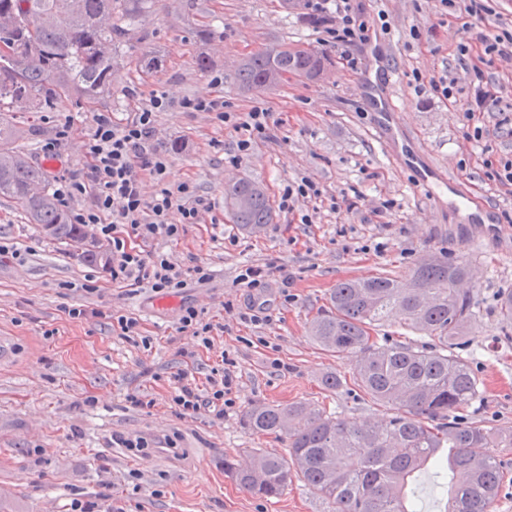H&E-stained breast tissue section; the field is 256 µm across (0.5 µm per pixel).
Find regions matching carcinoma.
I'll return each mask as SVG.
<instances>
[{"instance_id": "obj_1", "label": "carcinoma", "mask_w": 512, "mask_h": 512, "mask_svg": "<svg viewBox=\"0 0 512 512\" xmlns=\"http://www.w3.org/2000/svg\"><path fill=\"white\" fill-rule=\"evenodd\" d=\"M152 0H0V109L49 112L69 99L97 101L112 86V53L130 41ZM324 64L316 52L273 56L264 49L235 72L247 88L265 89L271 75L289 70L307 80ZM18 131L0 122V197L11 199L50 237L97 263L83 247L79 224L47 186L45 169L25 160ZM241 205L224 192L233 223L255 231L272 223L266 191L242 181ZM467 268L437 257L416 262L406 280L380 275L346 280L330 293L328 308L312 320L310 333L332 353L359 354L354 385L397 413L357 425L302 402L255 404L243 415L250 430L278 433L288 455L253 450L243 459L224 457V472L251 494L282 495L295 477L334 505L332 512H416L408 486L427 467L448 470L452 492L446 512H492L503 470L493 455L471 449L511 448L512 428L491 430L464 422L457 411L477 397V379L467 361L448 352L464 343L473 317L470 293L461 288ZM398 312L413 330L436 344L381 345L373 326ZM448 453H443V449Z\"/></svg>"}]
</instances>
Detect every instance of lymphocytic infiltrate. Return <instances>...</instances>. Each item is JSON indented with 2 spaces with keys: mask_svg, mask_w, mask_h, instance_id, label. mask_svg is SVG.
Returning a JSON list of instances; mask_svg holds the SVG:
<instances>
[{
  "mask_svg": "<svg viewBox=\"0 0 512 512\" xmlns=\"http://www.w3.org/2000/svg\"><path fill=\"white\" fill-rule=\"evenodd\" d=\"M327 0H306L313 17L325 23L332 43L345 48L363 39L364 26L353 15L351 0H336L335 9H327ZM166 106L163 91H153L146 101L125 119L108 112L94 115V131L86 143L88 160L85 178L59 179L55 194L61 205H69L77 196L89 193L93 208L74 213L77 224H95L99 232L112 241V279L130 286H146L155 292L169 291L184 284L183 270L163 253L142 255L126 245L134 237L150 241L159 237L177 238L182 225L200 223L211 210L210 201L199 195L195 185L167 181L168 156L154 138L156 114ZM192 112L214 114L222 124L242 131L237 142L239 155H247L252 143L270 136L271 112L253 107L247 112H229L223 98H198L185 101ZM157 185L153 196H145L144 176ZM179 212V223L169 220L171 212ZM172 397L181 415H193L206 408L216 418H223L234 401L231 397L233 377L222 375L212 380L207 394H200L187 373H178Z\"/></svg>",
  "mask_w": 512,
  "mask_h": 512,
  "instance_id": "f902f5d3",
  "label": "lymphocytic infiltrate"
}]
</instances>
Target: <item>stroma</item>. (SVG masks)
<instances>
[{"instance_id": "obj_1", "label": "stroma", "mask_w": 512, "mask_h": 512, "mask_svg": "<svg viewBox=\"0 0 512 512\" xmlns=\"http://www.w3.org/2000/svg\"><path fill=\"white\" fill-rule=\"evenodd\" d=\"M366 19L368 43L354 50L357 68L321 43L305 0H154L127 46L119 50L112 87L93 104L63 102L51 112L7 108L0 121L19 131L17 144L41 163L49 181L86 166L92 117L126 118L152 90L166 108L155 128L169 158L167 180L192 181L212 210L185 225L179 239L128 246L167 253L181 267L210 270L201 282L157 293L113 282L111 266L87 264L71 246L46 237L7 198H0V337L11 356L0 360V512H71L73 501L95 512H329L330 506L300 480L277 498L240 489L224 472L225 457L254 448L286 454L283 440L243 427L241 415L258 402H306L352 422L392 415L354 390L356 357L324 350L310 322L336 284L382 274L406 277L417 260L436 256L464 261L473 301L469 350L482 397L463 411L488 428L512 427V327L498 314L502 289L512 288V185L496 180L512 160V136L500 133L494 110L467 117L474 83L493 88L512 104V60L483 54L476 37L512 34V0H486L481 14L446 12L440 0H353ZM398 74L396 137L384 146L364 104L362 79L368 44ZM277 44L324 55L322 78L295 76L276 87L249 90L234 73L245 57ZM208 67L199 70L197 58ZM457 80L452 98L429 88L431 78ZM224 97L231 111L269 109L275 137L237 158L232 129L186 100ZM71 116L68 139L56 142V121ZM483 137L473 140L474 127ZM433 164L464 190L500 208L495 224H465L450 194L426 199L414 180ZM322 194L301 198L293 211L278 207L283 187L300 178ZM247 178L261 183L274 221L243 233L224 209V185ZM263 268L264 287L238 284L243 266ZM93 292H85V283ZM203 309L213 326L210 345L182 330L183 308ZM85 317H69L71 308ZM265 320H249L251 308ZM136 318L133 337L113 317ZM188 372L199 390L218 371L235 379V402L224 418L208 410L178 415L174 376ZM333 372L343 385L323 389ZM138 396L144 407L130 405ZM144 437L143 451L120 447L116 436ZM448 473L429 469L413 483L417 512H443Z\"/></svg>"}]
</instances>
